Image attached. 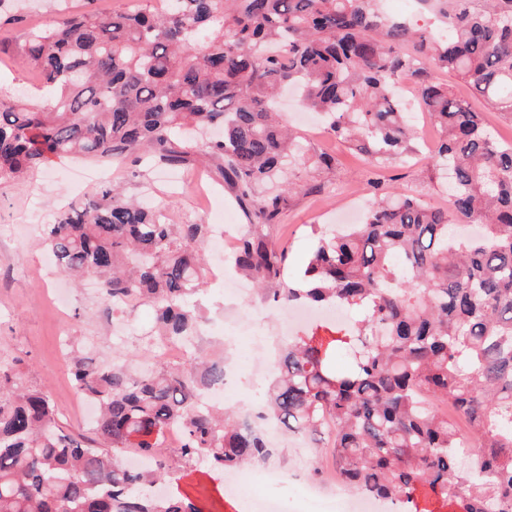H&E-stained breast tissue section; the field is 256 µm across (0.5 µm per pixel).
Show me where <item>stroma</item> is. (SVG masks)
I'll return each instance as SVG.
<instances>
[{
	"instance_id": "obj_1",
	"label": "stroma",
	"mask_w": 512,
	"mask_h": 512,
	"mask_svg": "<svg viewBox=\"0 0 512 512\" xmlns=\"http://www.w3.org/2000/svg\"><path fill=\"white\" fill-rule=\"evenodd\" d=\"M134 0H0V98L46 106L51 96L40 86L26 52L30 27L53 25L69 12L94 8L105 14L133 7ZM285 119L299 128L307 154L325 151L335 156L332 169L293 166L288 178L306 186L305 192L290 195L282 214V225L274 229L275 242L288 254L284 285L296 286L306 260L329 224L335 223L345 201L338 188L356 193L360 209L374 198L367 166L346 146L324 130L320 118L303 111L295 101L283 107ZM422 140L417 155L394 164L389 175L394 186L422 196L429 204H447L445 180L428 167L421 156L425 145L435 138L427 117H420ZM128 162L57 159L48 167L21 181L0 182V357L17 359L16 370L24 385L45 391L55 405L57 417L72 434L91 435V424L81 422L72 404L74 383L63 355L80 340H92L87 357L97 363L111 361L113 354L142 348L155 333V312L140 303L115 315L112 322L99 317L97 283L86 279L75 286L61 275L54 259L40 243V230L55 223L60 212L71 204L95 198L101 187H121L125 195L163 204L171 223L232 224L244 229L247 212L237 203L231 187L213 167L156 165L132 177ZM199 304L205 325L217 323L232 332L236 347L225 350L220 337L198 331L194 345L214 357L242 363L245 375L234 397L225 401L235 407L237 399H248L260 407L263 382L276 365L280 349L291 335L329 336L335 325L311 322L288 330L278 320L264 317L273 309L272 301L257 292L234 300L219 282H207ZM324 449L310 441L301 446L279 448L272 463L288 468L285 483L259 485L261 495L277 499L284 512H295V489L308 478L309 470L325 461ZM171 484L190 496L200 512H236V495L225 487V477L199 464L192 471L175 469Z\"/></svg>"
}]
</instances>
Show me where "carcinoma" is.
<instances>
[{"label":"carcinoma","instance_id":"1","mask_svg":"<svg viewBox=\"0 0 512 512\" xmlns=\"http://www.w3.org/2000/svg\"><path fill=\"white\" fill-rule=\"evenodd\" d=\"M159 2L28 33L59 94L46 109L0 99V180L74 155L136 164L146 147L167 163L205 158L252 208L232 261L264 291L287 259L271 236L286 194L305 191L289 182L256 196L304 160L301 136L277 119L278 90L297 87L330 135L383 168L417 134L399 93L412 79L437 126L427 164L448 176L449 205L386 189L363 223L320 240L305 287L272 289L284 306L359 318L290 342L264 402L286 432L329 449L341 486L396 512H418L419 493L455 512H512V143L425 67L512 121V0H420L442 23L429 30L388 20L381 0ZM210 235L106 186L44 242L61 273L95 275L104 299L126 307L151 304L160 339L188 341ZM71 375L98 403L92 444L64 432L47 393L0 360V512H199L157 493L174 463L223 472L273 454L233 411L201 403L224 379L204 350L142 373L79 358ZM450 405L472 430L466 468ZM176 428L180 444L155 455Z\"/></svg>","mask_w":512,"mask_h":512}]
</instances>
